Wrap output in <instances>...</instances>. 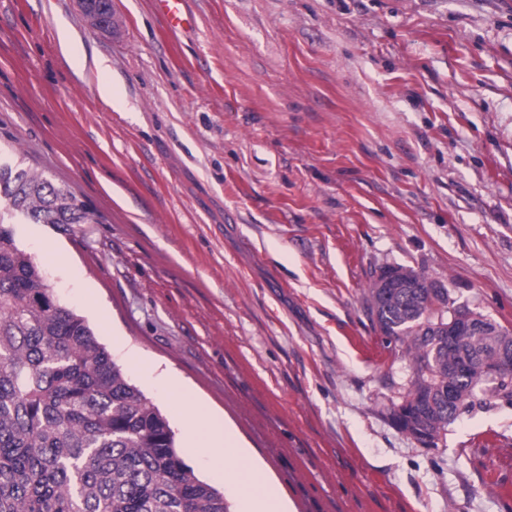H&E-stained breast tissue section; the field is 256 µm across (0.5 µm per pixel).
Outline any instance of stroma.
Returning <instances> with one entry per match:
<instances>
[{
  "instance_id": "35a3bbf8",
  "label": "stroma",
  "mask_w": 512,
  "mask_h": 512,
  "mask_svg": "<svg viewBox=\"0 0 512 512\" xmlns=\"http://www.w3.org/2000/svg\"><path fill=\"white\" fill-rule=\"evenodd\" d=\"M188 8L180 33L112 0L103 30L81 0H0V160L94 217L19 220V246L214 487L182 398L291 512H512V403H475L434 447L401 432L413 363L366 309L403 265L512 329V0Z\"/></svg>"
}]
</instances>
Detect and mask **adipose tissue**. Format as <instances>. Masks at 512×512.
<instances>
[{
    "label": "adipose tissue",
    "instance_id": "obj_1",
    "mask_svg": "<svg viewBox=\"0 0 512 512\" xmlns=\"http://www.w3.org/2000/svg\"><path fill=\"white\" fill-rule=\"evenodd\" d=\"M182 417L191 446L210 449L212 466L224 475L225 491L241 499V512H286L279 488L218 417L192 401L184 403Z\"/></svg>",
    "mask_w": 512,
    "mask_h": 512
}]
</instances>
